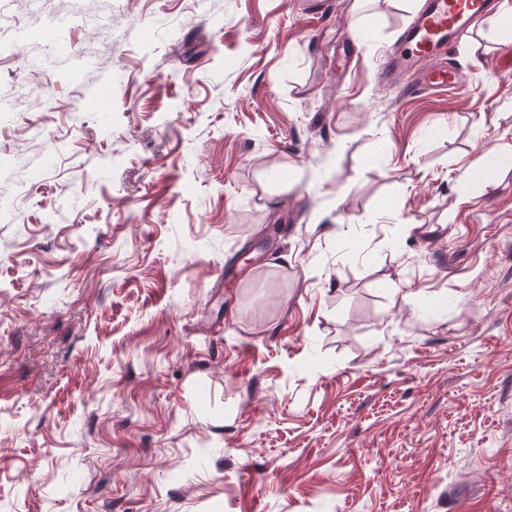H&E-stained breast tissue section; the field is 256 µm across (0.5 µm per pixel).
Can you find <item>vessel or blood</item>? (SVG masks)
Masks as SVG:
<instances>
[{"mask_svg":"<svg viewBox=\"0 0 512 512\" xmlns=\"http://www.w3.org/2000/svg\"><path fill=\"white\" fill-rule=\"evenodd\" d=\"M499 10L500 0H420L412 21L383 55V82L408 94L461 87L464 75L448 54L481 19Z\"/></svg>","mask_w":512,"mask_h":512,"instance_id":"vessel-or-blood-1","label":"vessel or blood"}]
</instances>
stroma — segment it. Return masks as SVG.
<instances>
[{
	"label": "stroma",
	"instance_id": "stroma-1",
	"mask_svg": "<svg viewBox=\"0 0 512 512\" xmlns=\"http://www.w3.org/2000/svg\"><path fill=\"white\" fill-rule=\"evenodd\" d=\"M417 3L0 0V512H512V33L402 96Z\"/></svg>",
	"mask_w": 512,
	"mask_h": 512
}]
</instances>
